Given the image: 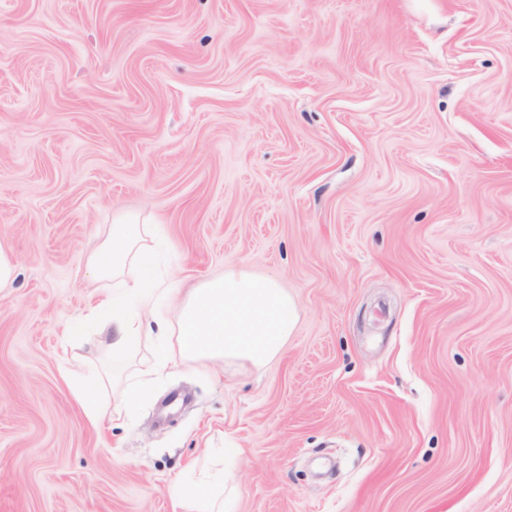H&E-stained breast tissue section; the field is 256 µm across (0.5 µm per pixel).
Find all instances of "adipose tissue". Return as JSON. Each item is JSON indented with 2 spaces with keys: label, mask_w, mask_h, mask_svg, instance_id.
Masks as SVG:
<instances>
[{
  "label": "adipose tissue",
  "mask_w": 512,
  "mask_h": 512,
  "mask_svg": "<svg viewBox=\"0 0 512 512\" xmlns=\"http://www.w3.org/2000/svg\"><path fill=\"white\" fill-rule=\"evenodd\" d=\"M150 235V225L130 216L118 218L85 263V277L112 281L111 295L90 306L86 319L110 330L113 360H131L148 320L155 322L158 335L175 337L181 356L188 359L241 361L258 369L281 354L299 310L276 278L229 270L185 291L168 287L158 273V251ZM165 298L177 303L176 322L154 310ZM223 463L215 458L167 482L175 512H237V490L225 486Z\"/></svg>",
  "instance_id": "ef3b65f1"
}]
</instances>
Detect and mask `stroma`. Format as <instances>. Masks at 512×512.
<instances>
[{
  "label": "stroma",
  "instance_id": "obj_1",
  "mask_svg": "<svg viewBox=\"0 0 512 512\" xmlns=\"http://www.w3.org/2000/svg\"><path fill=\"white\" fill-rule=\"evenodd\" d=\"M182 287L276 277L263 369L113 370L82 270L116 216ZM0 512H512V0H0ZM168 360L169 358L167 354H161L156 358L155 362L151 366L144 369L135 368L132 373L128 375L122 399L125 406H133L143 396L144 388L141 378L151 372L164 368L167 365ZM105 379L100 374L95 378H90L83 388L76 389V395L81 401L88 419L95 422L99 415V408L97 406V399L100 392L105 389ZM196 466L191 464L187 473L174 476L166 484L174 512H237L236 487L227 489L224 485V455L197 472Z\"/></svg>",
  "mask_w": 512,
  "mask_h": 512
}]
</instances>
